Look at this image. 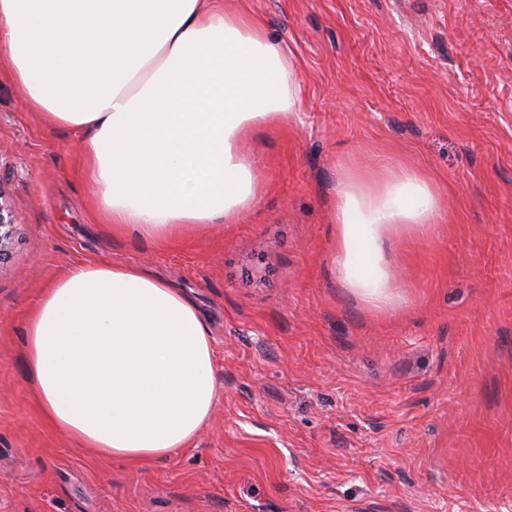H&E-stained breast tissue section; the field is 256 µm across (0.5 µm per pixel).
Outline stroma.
Segmentation results:
<instances>
[{"label": "stroma", "mask_w": 512, "mask_h": 512, "mask_svg": "<svg viewBox=\"0 0 512 512\" xmlns=\"http://www.w3.org/2000/svg\"><path fill=\"white\" fill-rule=\"evenodd\" d=\"M292 50L300 107L246 144L235 224L161 245L91 208L80 136L0 80V512H512V0H224ZM424 171L443 220L391 245L402 304L333 261L343 162ZM192 297L220 399L179 454L128 465L43 417L23 329L73 264Z\"/></svg>", "instance_id": "stroma-1"}]
</instances>
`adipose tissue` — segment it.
Segmentation results:
<instances>
[{"label": "adipose tissue", "mask_w": 512, "mask_h": 512, "mask_svg": "<svg viewBox=\"0 0 512 512\" xmlns=\"http://www.w3.org/2000/svg\"><path fill=\"white\" fill-rule=\"evenodd\" d=\"M52 126L80 134L97 209L162 243L234 224L261 193L242 143L299 108L292 51L223 0H0V75ZM334 263L363 303L399 301L391 240L441 221L403 165L340 167ZM26 362L45 419L132 464L188 448L218 400L195 302L135 265L80 263L32 305Z\"/></svg>", "instance_id": "adipose-tissue-1"}]
</instances>
